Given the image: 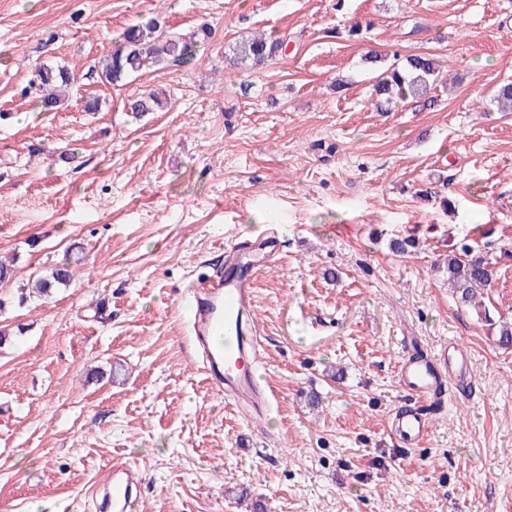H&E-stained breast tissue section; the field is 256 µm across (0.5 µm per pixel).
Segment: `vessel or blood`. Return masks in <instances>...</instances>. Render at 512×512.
<instances>
[{
  "label": "vessel or blood",
  "instance_id": "obj_1",
  "mask_svg": "<svg viewBox=\"0 0 512 512\" xmlns=\"http://www.w3.org/2000/svg\"><path fill=\"white\" fill-rule=\"evenodd\" d=\"M254 269L255 262L249 255L231 249L223 276L206 285L204 292L190 297L189 316L192 341L210 386L230 402H246L258 408L268 403L269 395L257 381L256 343L243 336L244 318L253 300ZM398 373L414 404L398 414L393 432L408 444L420 443L426 435L427 404L446 382L458 383L459 393L471 391L464 382L465 353L457 348L444 347L433 355H408ZM140 482L137 468H109L102 484V512H130Z\"/></svg>",
  "mask_w": 512,
  "mask_h": 512
}]
</instances>
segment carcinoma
I'll return each instance as SVG.
<instances>
[{
    "mask_svg": "<svg viewBox=\"0 0 512 512\" xmlns=\"http://www.w3.org/2000/svg\"><path fill=\"white\" fill-rule=\"evenodd\" d=\"M210 29L202 26L190 34L169 33L158 18L129 26L116 42L112 51L105 57L97 70L99 82L117 85L130 75L142 70H178L190 65L194 59L195 44L206 39ZM286 47L284 40L266 41L261 38H246L233 47L231 61L235 65L257 66ZM438 78L434 59L430 55H413L407 58L406 65L383 71L373 85L381 108L394 100H417L427 95L430 86ZM77 82L75 74L65 64L43 66L35 71L30 81V89L37 95L38 102L45 112H52L63 105L62 96ZM494 101L505 112H512V81L497 86ZM166 107L165 100L150 92L131 104L136 115L158 112ZM474 248L463 245L460 252L448 251V284L454 288L458 302H474L476 289L490 286L494 270L482 256L471 257ZM74 271L66 264H57L41 273L31 287L38 298H47L57 288H66L72 283Z\"/></svg>",
    "mask_w": 512,
    "mask_h": 512,
    "instance_id": "1",
    "label": "carcinoma"
}]
</instances>
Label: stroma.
<instances>
[{"label": "stroma", "instance_id": "35a3bbf8", "mask_svg": "<svg viewBox=\"0 0 512 512\" xmlns=\"http://www.w3.org/2000/svg\"><path fill=\"white\" fill-rule=\"evenodd\" d=\"M150 17L210 28L194 64L92 78ZM253 35L288 46L225 64ZM416 54L443 84L377 110L374 76ZM39 64L78 78L58 111L28 91ZM510 78L512 0H0V512H95L113 465L142 471L136 512H512ZM150 90L168 108L133 117ZM271 224L252 319L275 399L247 419L195 362L184 298ZM464 243L496 272L472 305L444 265ZM66 258L69 287L18 305ZM449 344L475 393L446 386L403 444L398 365Z\"/></svg>", "mask_w": 512, "mask_h": 512}]
</instances>
